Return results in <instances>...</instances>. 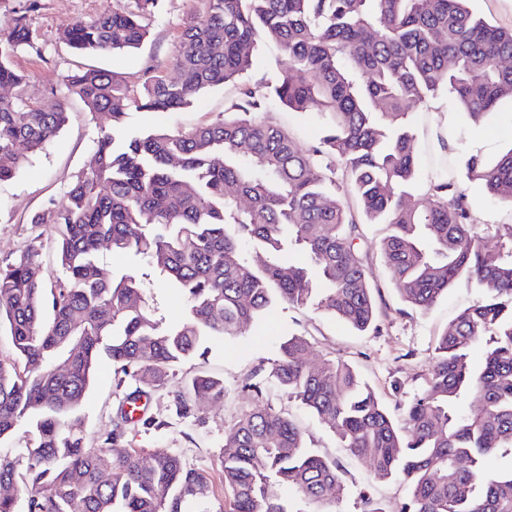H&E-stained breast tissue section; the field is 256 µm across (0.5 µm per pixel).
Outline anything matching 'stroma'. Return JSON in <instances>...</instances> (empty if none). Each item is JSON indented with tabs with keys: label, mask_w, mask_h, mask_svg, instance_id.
Instances as JSON below:
<instances>
[{
	"label": "stroma",
	"mask_w": 512,
	"mask_h": 512,
	"mask_svg": "<svg viewBox=\"0 0 512 512\" xmlns=\"http://www.w3.org/2000/svg\"><path fill=\"white\" fill-rule=\"evenodd\" d=\"M112 2L0 0V32L11 30L16 19L23 16L35 37L36 50L20 52L14 59L30 78L32 102L46 101L53 93L64 95L65 76L80 66L109 70L133 87L142 82L149 70L174 75L179 35L190 18L202 13L204 0H159L147 19L149 33L139 48L100 54H78L69 49L61 39L63 30L75 21L103 12ZM234 92L233 85L227 84L202 93L190 107L170 112L132 109L125 117L124 127L128 134L137 135L212 121L223 117ZM67 107L69 120L58 135L43 151L31 155L11 179L0 181V265L32 246L38 251L45 275L53 277L59 272L55 228L32 223L31 218L50 203L63 201L71 182L87 170L100 130L110 125L106 115L91 114L77 98H69ZM453 140L456 171H463L466 159L474 153L486 161H496L512 148V101L504 100L498 112L483 124L475 126L457 120ZM462 187L470 204L471 222L478 232L512 224V209L493 202L479 183L466 181ZM385 232V225H366L359 242L370 281L380 287L376 297L377 328L359 333L313 310L279 305L266 324L213 345L205 356L185 360L160 385L149 387L144 401L146 420L127 426L119 439L120 446L137 449L146 458L174 452L193 467L215 474L225 430L255 403L249 384L262 380L281 339L292 333L308 334L312 362L330 358L352 363L391 411L402 412L426 386L438 335L464 308L479 299L480 290L461 279L431 310L421 312L406 307L381 258L380 242ZM99 265L108 276L130 272L146 278L150 283L148 305L154 315L168 322L180 318L181 296L144 263L104 248L99 252ZM201 372L223 379V401L196 402L190 417H178L176 395L183 391L189 378ZM139 384L136 377L118 378L108 359L98 361L82 408L83 435L89 446H100L125 393ZM298 421L307 445L320 455L338 460L343 470V491L334 493L331 502L306 504V512H358L363 493L379 502L385 512H401L407 492L400 482L372 479L365 464L339 448L335 435L318 419L302 413Z\"/></svg>",
	"instance_id": "35a3bbf8"
}]
</instances>
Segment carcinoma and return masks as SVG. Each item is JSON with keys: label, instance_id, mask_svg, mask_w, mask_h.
<instances>
[{"label": "carcinoma", "instance_id": "cac0c4a2", "mask_svg": "<svg viewBox=\"0 0 512 512\" xmlns=\"http://www.w3.org/2000/svg\"><path fill=\"white\" fill-rule=\"evenodd\" d=\"M469 0H206L180 34L176 79L153 74L135 92L97 68L66 76V95L109 116L91 170L64 201L32 218L59 229L63 276L47 283L30 248L0 266V441L25 427L29 440L0 452V484L25 497L0 496V512H189L213 493L212 476L180 455L144 460L104 434L92 448L81 436L80 409L105 354L115 370L160 383L208 341H226L266 320L279 304L312 309L365 332L377 310L360 225L386 224L381 255L401 300L430 310L459 279L483 295L439 335L426 388L393 416L342 360L311 363L309 342L292 334L253 408L224 434L220 482L228 512H293L275 487L308 502L341 488L339 463L315 453L290 414L269 394L317 417L371 476L399 479L404 512H512V466L492 472L490 454L512 458V224L479 235L466 194L452 173L446 140L437 173L413 198L418 134L408 109L439 93L472 121L512 97V30L476 16ZM155 0H116L80 20L62 40L80 52L137 48ZM272 43L281 55L273 86L251 82L254 52ZM36 49L20 18L0 33V181L54 138L67 120L65 101L40 105L13 66ZM236 89L224 118L190 129L131 136V108L166 112L203 91ZM317 109L320 145L306 149L269 120L280 110ZM466 178L512 208V148L494 164L473 156ZM356 200L361 215L332 199ZM131 254L185 297L171 323L147 306L148 288L133 274L103 276L98 252ZM297 251L302 259L284 255ZM483 347L474 365L470 353ZM193 399H224V380L199 374ZM478 393L482 407L461 409Z\"/></svg>", "mask_w": 512, "mask_h": 512}]
</instances>
